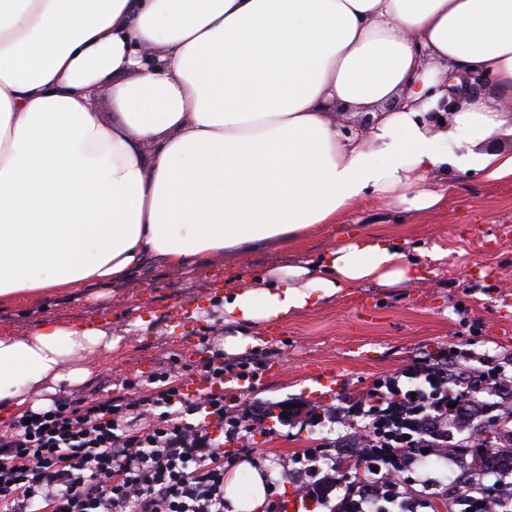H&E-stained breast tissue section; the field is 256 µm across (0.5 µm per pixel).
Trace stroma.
I'll return each mask as SVG.
<instances>
[{
    "label": "stroma",
    "instance_id": "35a3bbf8",
    "mask_svg": "<svg viewBox=\"0 0 512 512\" xmlns=\"http://www.w3.org/2000/svg\"><path fill=\"white\" fill-rule=\"evenodd\" d=\"M427 184L442 197L435 207L406 211L368 199L299 240L228 254L191 270L150 256L126 279L106 287L0 305V329L24 335L44 318L81 325L92 314L103 315L114 347L85 358L90 373L82 383L63 381L56 387V397L80 398L101 383L144 379L188 359L199 351V338L223 348L234 333L224 323V287L238 284L243 272L266 277L316 260L356 235L391 236L417 263L426 249L445 250L441 260L426 263L422 281L347 288L286 326L251 331L257 343L247 356L282 365L279 374L262 375L254 399L275 411L297 402L303 415L285 425L267 419L265 429L248 434L246 447H232L231 453L267 472L269 497L279 507L294 498L302 512H328L326 504L307 499L288 470L329 433L344 435L343 427L326 422L330 409L356 400L381 379L395 377L407 386L408 368L447 362L456 349L468 353L471 366L493 358L512 373V175L494 179L486 171L463 168L447 178L428 175ZM186 301L198 309L192 344L175 331ZM323 368L336 371L335 389L316 386Z\"/></svg>",
    "mask_w": 512,
    "mask_h": 512
}]
</instances>
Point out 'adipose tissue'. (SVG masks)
<instances>
[{
  "instance_id": "1",
  "label": "adipose tissue",
  "mask_w": 512,
  "mask_h": 512,
  "mask_svg": "<svg viewBox=\"0 0 512 512\" xmlns=\"http://www.w3.org/2000/svg\"><path fill=\"white\" fill-rule=\"evenodd\" d=\"M450 68L493 84L434 131L425 94ZM94 86L111 115L92 108ZM401 95L413 108L386 110ZM509 98L512 0H0V302L118 280L148 255L188 267L292 242L368 198L434 207L429 172L512 174V152L484 149L512 130ZM337 104L374 125L344 135ZM459 138L463 157L448 150ZM416 270L393 238L349 240L225 292L224 321L284 324ZM112 344L47 319L0 332V405H49L87 375L80 358ZM267 494L260 472L245 487L228 477L225 512H265Z\"/></svg>"
}]
</instances>
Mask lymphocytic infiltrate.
I'll return each instance as SVG.
<instances>
[{
  "mask_svg": "<svg viewBox=\"0 0 512 512\" xmlns=\"http://www.w3.org/2000/svg\"><path fill=\"white\" fill-rule=\"evenodd\" d=\"M205 380H257L248 359L207 351L197 362ZM171 369L128 379L49 409L24 410L0 428V512H224V440L262 427L269 413L252 402L229 407L223 396L193 399ZM402 413L410 431L401 448L472 443L474 420L488 415L482 397L440 372L424 397L393 388L370 401L333 409L334 423L353 426L363 447L383 448L377 416Z\"/></svg>",
  "mask_w": 512,
  "mask_h": 512,
  "instance_id": "lymphocytic-infiltrate-1",
  "label": "lymphocytic infiltrate"
}]
</instances>
